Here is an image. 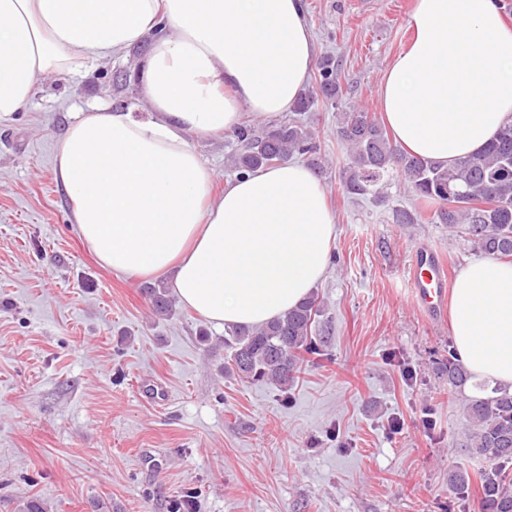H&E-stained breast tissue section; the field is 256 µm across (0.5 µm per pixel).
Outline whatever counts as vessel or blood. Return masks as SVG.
<instances>
[{"label": "vessel or blood", "mask_w": 512, "mask_h": 512, "mask_svg": "<svg viewBox=\"0 0 512 512\" xmlns=\"http://www.w3.org/2000/svg\"><path fill=\"white\" fill-rule=\"evenodd\" d=\"M411 296L425 314L441 317L448 306V264L444 256L428 246L415 250L410 271Z\"/></svg>", "instance_id": "b4317fda"}]
</instances>
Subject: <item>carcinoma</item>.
Here are the masks:
<instances>
[{"instance_id":"1","label":"carcinoma","mask_w":512,"mask_h":512,"mask_svg":"<svg viewBox=\"0 0 512 512\" xmlns=\"http://www.w3.org/2000/svg\"><path fill=\"white\" fill-rule=\"evenodd\" d=\"M339 61L324 57L318 65L315 87L303 93L294 107L299 114L258 130L243 122L236 131L241 148L234 159L239 175L306 156L317 176L324 166L313 159L316 133L300 115L320 102L341 106L336 113V141L349 149L340 173L343 193L350 198L379 196L385 176L395 171L407 183L423 210H395L397 224H420L424 215L444 224L464 238L473 251L512 260V124L499 130L479 154L442 166L408 155L390 143L384 125L369 110L342 105L344 93L338 79ZM153 310L165 315L173 310L166 288L145 289ZM321 309L309 296L282 317L256 328L226 330L224 368L239 377L286 386L298 378L303 361L320 352L316 324ZM448 389L464 387L472 375L453 350L441 364ZM464 411L472 424L465 452L490 462L474 474L458 467L448 474V486L460 500L478 491L484 512H512V392L493 387L483 397L466 399Z\"/></svg>"}]
</instances>
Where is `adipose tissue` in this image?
I'll return each mask as SVG.
<instances>
[{
	"label": "adipose tissue",
	"mask_w": 512,
	"mask_h": 512,
	"mask_svg": "<svg viewBox=\"0 0 512 512\" xmlns=\"http://www.w3.org/2000/svg\"><path fill=\"white\" fill-rule=\"evenodd\" d=\"M408 25L378 110L400 147L450 166L512 118V26L495 0H414ZM145 41L141 103L83 117L61 140L73 222L101 264L170 275L215 326L265 325L326 273L336 224L324 188L288 162L214 192L188 137L293 109L315 63L303 0H0V116L27 105L37 77ZM450 316L462 365L512 387V262L468 263Z\"/></svg>",
	"instance_id": "obj_1"
}]
</instances>
